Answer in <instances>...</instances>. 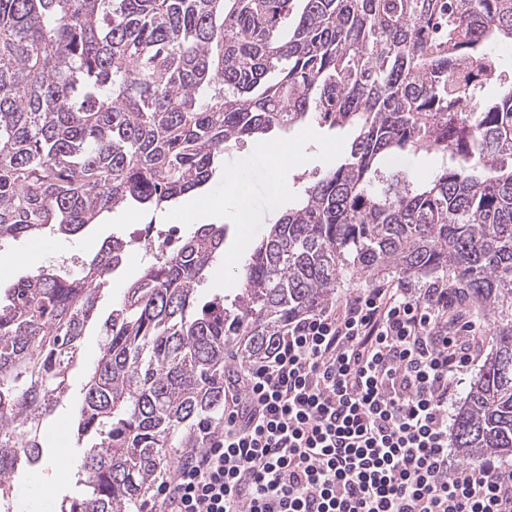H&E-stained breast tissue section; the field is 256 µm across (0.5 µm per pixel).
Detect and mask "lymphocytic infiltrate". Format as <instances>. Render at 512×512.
<instances>
[{
  "mask_svg": "<svg viewBox=\"0 0 512 512\" xmlns=\"http://www.w3.org/2000/svg\"><path fill=\"white\" fill-rule=\"evenodd\" d=\"M474 328L436 283L379 284L289 326L182 451L163 512H512V468L448 442Z\"/></svg>",
  "mask_w": 512,
  "mask_h": 512,
  "instance_id": "f902f5d3",
  "label": "lymphocytic infiltrate"
}]
</instances>
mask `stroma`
I'll list each match as a JSON object with an SVG mask.
<instances>
[{"label":"stroma","mask_w":512,"mask_h":512,"mask_svg":"<svg viewBox=\"0 0 512 512\" xmlns=\"http://www.w3.org/2000/svg\"><path fill=\"white\" fill-rule=\"evenodd\" d=\"M353 136L354 132L349 128L331 130L310 123L288 132H272L260 140L247 139L225 151V168H237L247 173V201L253 212V221L228 225L223 261L213 267L201 285L199 295L202 300L216 295L232 297L237 294L240 283L225 279V267L240 266L246 245L266 235L280 216L279 211L267 206L272 186L260 160L261 154H274L277 147L290 144L302 156L301 165L285 170L279 176L285 186L282 200L288 203L294 201L306 186V174L326 168L330 161L344 158ZM147 223L153 224L155 230L164 232L175 226L185 234L191 230L190 224L184 223L175 205L161 211H148L135 206L117 208L101 215L96 223L88 225L74 237L45 233L30 239L6 242L0 247V286L9 287L13 279L30 274L29 258L34 254L39 255L44 265L61 263L63 256H70L73 259L72 271H79L82 263L96 256L106 238L113 235L129 236L136 225ZM454 308L477 323L472 341L474 361L465 376L466 381L470 382L478 375L493 345L495 325L471 302L456 300ZM83 348L85 363L71 375L70 398L57 409L45 429L44 461L34 471L12 478L13 496L27 493L30 485L34 484L38 487L36 501L50 508L59 505L64 497H73L78 493V469L91 442L78 440L69 424L82 401L86 365L93 362L99 353V336L89 333L84 338Z\"/></svg>","instance_id":"stroma-1"}]
</instances>
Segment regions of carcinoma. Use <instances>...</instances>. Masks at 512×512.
Listing matches in <instances>:
<instances>
[{
    "mask_svg": "<svg viewBox=\"0 0 512 512\" xmlns=\"http://www.w3.org/2000/svg\"><path fill=\"white\" fill-rule=\"evenodd\" d=\"M504 45L512 0H0V242L163 210L273 127L357 131L249 247L237 302L197 301L222 224L125 286L75 419L95 438L84 489L60 512H135L168 449L202 447L223 417L229 361L266 358L354 275L448 276L493 318L454 445L512 456V80L486 94ZM419 152L440 158L430 178L388 171ZM133 247L114 237L76 274L48 264L0 299V501L41 462L44 421Z\"/></svg>",
    "mask_w": 512,
    "mask_h": 512,
    "instance_id": "obj_1",
    "label": "carcinoma"
}]
</instances>
